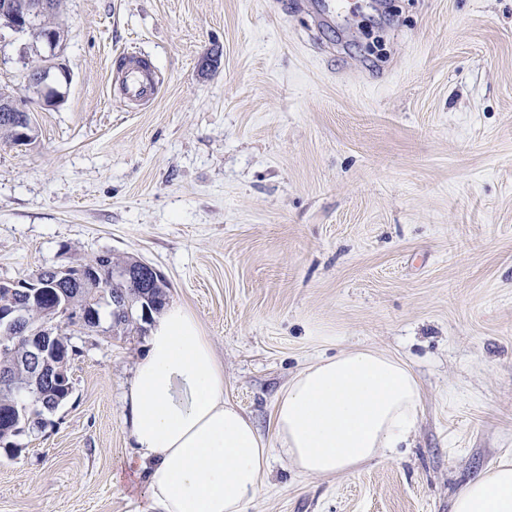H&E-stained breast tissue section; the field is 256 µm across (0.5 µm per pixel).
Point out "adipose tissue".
I'll list each match as a JSON object with an SVG mask.
<instances>
[{
    "mask_svg": "<svg viewBox=\"0 0 512 512\" xmlns=\"http://www.w3.org/2000/svg\"><path fill=\"white\" fill-rule=\"evenodd\" d=\"M134 474L153 512H245L273 461L333 478L391 457L417 424L420 384L395 356L361 348L324 358L279 394L272 435L224 397V366L196 318L167 305L126 393ZM453 512H512V458L456 496Z\"/></svg>",
    "mask_w": 512,
    "mask_h": 512,
    "instance_id": "obj_1",
    "label": "adipose tissue"
}]
</instances>
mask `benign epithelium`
<instances>
[{"label":"benign epithelium","instance_id":"obj_1","mask_svg":"<svg viewBox=\"0 0 512 512\" xmlns=\"http://www.w3.org/2000/svg\"><path fill=\"white\" fill-rule=\"evenodd\" d=\"M52 10L51 0H32L22 14H15L12 0H0V15L8 17L4 26L14 35L38 37L42 44L39 69L28 78L30 93L18 96L7 89L0 90V112H7L13 119L17 132V144L28 142L35 131L34 113L58 107L65 98L59 90L70 83V73L59 59V51L65 39V29L57 24L47 27L41 24L43 16ZM84 270L78 265L54 267L45 271V278L61 283H74L83 279ZM159 271L147 264L143 267H127L113 273V278L125 282L143 284ZM6 297L0 302V328L3 333L20 336L29 355L23 360L0 369V386L7 392L25 389L41 391L55 388L56 392L69 396L73 392L69 366L77 347L67 346L61 339L59 322L87 326L96 336L115 333L112 325L103 326L94 317V310L87 304H70L50 315L51 321L30 326L27 321L32 281L22 279L5 285Z\"/></svg>","mask_w":512,"mask_h":512}]
</instances>
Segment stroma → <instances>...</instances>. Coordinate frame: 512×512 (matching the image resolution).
I'll use <instances>...</instances> for the list:
<instances>
[{
    "label": "stroma",
    "instance_id": "stroma-1",
    "mask_svg": "<svg viewBox=\"0 0 512 512\" xmlns=\"http://www.w3.org/2000/svg\"><path fill=\"white\" fill-rule=\"evenodd\" d=\"M298 2L61 0L65 101L34 144L0 142V281L139 257L264 434L318 358L400 357L407 444L333 479L273 462L246 512H452L512 457V0H346L329 24ZM126 50L162 89L124 111ZM35 52L0 47V86L23 91ZM147 339L73 337L72 395L0 448V512H150L125 468Z\"/></svg>",
    "mask_w": 512,
    "mask_h": 512
}]
</instances>
